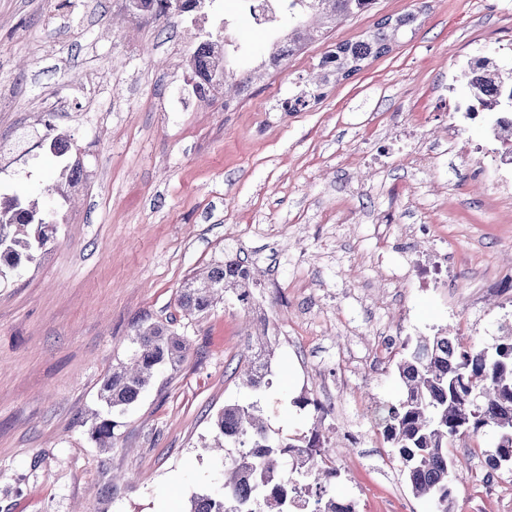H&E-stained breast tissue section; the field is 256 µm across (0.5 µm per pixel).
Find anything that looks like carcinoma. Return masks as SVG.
I'll use <instances>...</instances> for the list:
<instances>
[{"label": "carcinoma", "mask_w": 512, "mask_h": 512, "mask_svg": "<svg viewBox=\"0 0 512 512\" xmlns=\"http://www.w3.org/2000/svg\"><path fill=\"white\" fill-rule=\"evenodd\" d=\"M144 2L167 17L185 10L181 0L174 11L169 9L170 0ZM295 4L298 11L288 13V31L270 39L271 67L295 55L322 31L371 10L375 0H295ZM415 20L416 13L408 12L379 24L359 41L336 46L318 63L319 82L297 86L284 101V111H302L321 97V86L350 76L364 60L385 54L390 43L411 29ZM219 55L229 59L236 52L222 50L210 39L197 45L192 56L195 91L213 85ZM465 76L467 111L512 112V70L505 73L483 58L470 65ZM44 127L42 142L50 153L68 155L73 148L71 138L50 122ZM494 135L511 155L512 119L499 118ZM62 178L64 185L56 184L52 191L63 197L65 189L81 178L79 164L64 166ZM52 240L48 211L21 192L0 196V278L33 261L35 252L45 251ZM250 280L251 270L239 261L215 264L201 285L186 283L178 295V307L188 315H205L229 288L246 303ZM133 344L131 365L121 363L112 368L100 387L101 400L114 414L133 405L160 369L174 367L187 357L184 339L163 324L137 329ZM269 356L265 349L251 356L243 378L246 387L257 391L269 385ZM397 369L403 393L397 402L383 406L379 421L384 436L398 451L412 494L427 499L431 512H455L457 474L448 454L450 440L489 431L492 442L483 453L485 464L493 471L504 470L505 458H512V335L503 337L493 354L451 328L421 336ZM115 427L116 421L111 419L96 421L92 437L106 444ZM213 427L217 447L232 446L238 454L225 469L223 492L194 497L190 512H295L303 494L304 512H354L353 502L336 499L322 484V480L337 476V471L319 467L328 449L317 438L272 437L254 402L225 405Z\"/></svg>", "instance_id": "obj_1"}]
</instances>
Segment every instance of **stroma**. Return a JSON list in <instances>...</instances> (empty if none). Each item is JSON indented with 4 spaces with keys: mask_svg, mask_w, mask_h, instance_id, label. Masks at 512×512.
<instances>
[{
    "mask_svg": "<svg viewBox=\"0 0 512 512\" xmlns=\"http://www.w3.org/2000/svg\"><path fill=\"white\" fill-rule=\"evenodd\" d=\"M418 11L384 55L300 112L281 104L322 56ZM186 17L126 0H0V192L49 207L55 242L0 281V512H189L220 493L229 462L208 451L224 405L255 402L277 438L318 435L340 470L330 489L357 512H430L415 498L375 405L402 395L404 343L451 327L479 346L512 323V166L495 115L467 110L464 73L512 68V0H377L230 98L196 99ZM70 135L82 177L46 197ZM457 149H449V141ZM436 255L445 284L413 282ZM253 274L184 315L185 283L228 260ZM168 325L189 353L118 416L112 449L89 427L135 329ZM269 339L271 384L242 383ZM489 436L454 439L456 512H512V473L481 482ZM44 127L45 131L42 135V142L46 144L50 153L56 157L68 155L73 148L71 138L49 121L44 124Z\"/></svg>",
    "mask_w": 512,
    "mask_h": 512,
    "instance_id": "1",
    "label": "stroma"
}]
</instances>
